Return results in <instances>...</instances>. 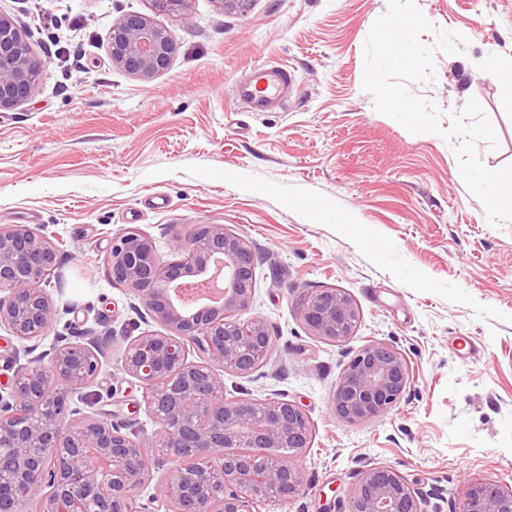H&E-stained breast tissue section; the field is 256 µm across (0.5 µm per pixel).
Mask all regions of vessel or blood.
<instances>
[{
  "instance_id": "obj_1",
  "label": "vessel or blood",
  "mask_w": 512,
  "mask_h": 512,
  "mask_svg": "<svg viewBox=\"0 0 512 512\" xmlns=\"http://www.w3.org/2000/svg\"><path fill=\"white\" fill-rule=\"evenodd\" d=\"M296 79L287 67L270 62L251 67L233 87V101L247 112H278L294 94Z\"/></svg>"
}]
</instances>
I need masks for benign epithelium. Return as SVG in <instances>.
Instances as JSON below:
<instances>
[{
	"instance_id": "1",
	"label": "benign epithelium",
	"mask_w": 512,
	"mask_h": 512,
	"mask_svg": "<svg viewBox=\"0 0 512 512\" xmlns=\"http://www.w3.org/2000/svg\"><path fill=\"white\" fill-rule=\"evenodd\" d=\"M190 0H154L160 12L189 19ZM112 63L150 78L166 70L177 51L171 33L128 12L112 22ZM14 21L0 12V112L25 103L44 77ZM59 246L24 224L0 228V327L18 341L7 357L13 370L0 389V512H131L154 478L146 444L110 419L87 415L73 397L92 383L112 335L84 329L82 340L53 343L37 352L59 309L40 287L55 269ZM224 258V301L188 310L172 295L187 277H201ZM112 282L129 288L163 331L144 333L124 348L119 370L138 379L158 424L155 447L171 463L163 491L170 512H255L268 502L288 504L303 490L304 470L294 462L310 448L312 428L295 401L224 398L218 370L248 375L272 352L266 322L247 320L254 255L222 224H199L163 260L153 240L136 227L112 236L107 255ZM298 316L311 335L341 343L359 322L351 297L325 288L300 298ZM205 354L188 360L187 347ZM405 357L380 340L354 351L330 399L343 422L380 417L411 386ZM423 491L381 462L358 472L348 512H425ZM456 512H512V489L489 481L462 485Z\"/></svg>"
}]
</instances>
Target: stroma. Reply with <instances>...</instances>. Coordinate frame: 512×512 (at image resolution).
<instances>
[{
	"label": "stroma",
	"mask_w": 512,
	"mask_h": 512,
	"mask_svg": "<svg viewBox=\"0 0 512 512\" xmlns=\"http://www.w3.org/2000/svg\"><path fill=\"white\" fill-rule=\"evenodd\" d=\"M437 30L470 29L464 54H434V78L411 91L451 114L476 99L499 145L479 144L490 169L512 165L506 78L481 58L512 54V0H416ZM388 0H250L242 11L191 0L190 17L153 0H0L46 69L31 98L0 118V227L25 224L59 245L63 288L47 343L105 319L120 354L155 330L128 288L113 283V233L136 227L163 259L195 225L223 224L255 257L248 316L265 320L272 357L224 373L226 397L278 393L303 405L312 444L306 485L290 504L258 512H345L361 462L394 466L455 512L465 480L512 489V220L491 226L441 136L413 134L377 113L363 91L364 43ZM126 12L167 29V70L139 79L113 64L109 33ZM292 67L297 89L280 112H246L235 76L252 65ZM163 197L153 207L151 196ZM322 203L320 218L303 202ZM335 288L360 322L345 343L309 335L298 300ZM413 370L404 399L365 422L336 419L328 401L352 352L370 340ZM84 412L147 438L155 419L140 383L103 365Z\"/></svg>",
	"instance_id": "35a3bbf8"
}]
</instances>
